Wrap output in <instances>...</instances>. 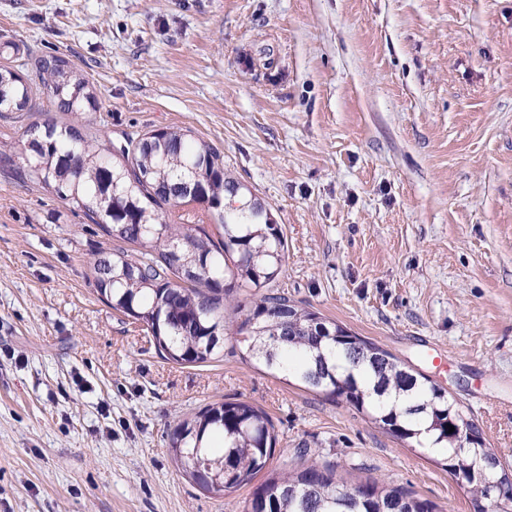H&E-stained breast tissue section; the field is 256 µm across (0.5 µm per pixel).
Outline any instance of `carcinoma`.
I'll return each mask as SVG.
<instances>
[{
    "instance_id": "1",
    "label": "carcinoma",
    "mask_w": 512,
    "mask_h": 512,
    "mask_svg": "<svg viewBox=\"0 0 512 512\" xmlns=\"http://www.w3.org/2000/svg\"><path fill=\"white\" fill-rule=\"evenodd\" d=\"M33 73L67 112L96 108L89 80L67 59L39 58ZM33 79L0 68V112H23ZM8 159L28 178L77 209L119 242L92 266L100 300L140 324L156 351L180 365L204 366L224 357L226 324L246 357L272 375L344 397L396 440L435 454L476 507L494 485L512 480L500 457L462 408L424 375L335 321L298 305L273 288L287 249L280 225L250 189L224 173V157L188 131L161 129L119 143L100 144L73 125L34 123ZM202 204L219 239L190 217L167 222L171 209ZM474 429L459 440L447 425ZM272 417L225 398L179 421L170 447L185 475L201 481L223 473L215 496L246 484L271 465L276 444ZM246 512H439L377 481L339 485L334 467L311 463L271 471Z\"/></svg>"
}]
</instances>
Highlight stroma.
Here are the masks:
<instances>
[{"mask_svg":"<svg viewBox=\"0 0 512 512\" xmlns=\"http://www.w3.org/2000/svg\"><path fill=\"white\" fill-rule=\"evenodd\" d=\"M58 55L96 90L82 117L36 87L0 112L101 141L184 129L281 224L275 282L429 377L512 467V0H0V43ZM82 212L0 173V512H245L182 476L181 419L267 411L272 468L317 462L440 512L469 494L345 400L222 361L161 359L102 303L112 249Z\"/></svg>","mask_w":512,"mask_h":512,"instance_id":"1","label":"stroma"}]
</instances>
